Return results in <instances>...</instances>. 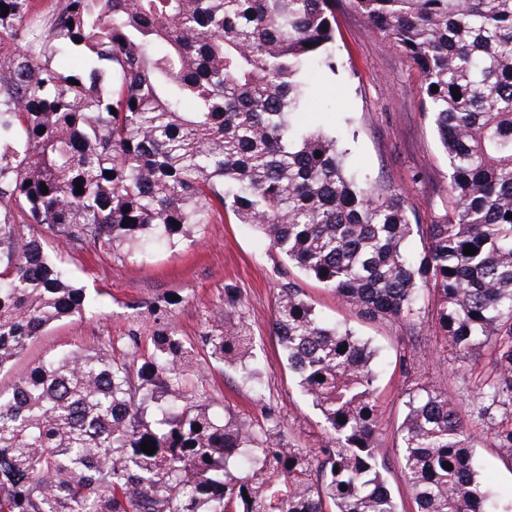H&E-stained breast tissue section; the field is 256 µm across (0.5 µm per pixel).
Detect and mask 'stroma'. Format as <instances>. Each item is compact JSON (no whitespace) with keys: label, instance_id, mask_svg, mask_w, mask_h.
<instances>
[{"label":"stroma","instance_id":"stroma-1","mask_svg":"<svg viewBox=\"0 0 512 512\" xmlns=\"http://www.w3.org/2000/svg\"><path fill=\"white\" fill-rule=\"evenodd\" d=\"M338 71L315 78L309 118L336 131L354 167L401 188L421 223L432 224L448 212L447 165L435 130L421 104V78L415 65L392 43L373 33L348 0L336 3ZM66 266L78 285L98 294L101 314L74 316L53 327L12 365L0 372V387L47 353L92 349L111 342L122 352L131 333L150 348L155 325L149 307L175 297L167 322L176 333L198 340L209 329L244 325L254 340L261 389L253 391L237 369L200 362L197 385L215 412L229 409L259 419L271 407L301 448L323 445L322 422L280 359L272 330L279 286L293 279L319 315L352 329L376 350L375 398L385 417L376 452L389 469L387 482L397 503L412 507L411 493L399 476L400 441L396 429L410 397L423 389L446 390L457 399L469 426L478 478L491 494L496 512H512V464L494 446L496 423L481 415L487 403L484 379L491 367L488 348L460 355L432 329L433 308L424 305L408 324L366 321L348 304L286 264L268 241L233 217L205 225L177 247L148 255L115 254L101 243L64 249ZM237 305H227L226 289Z\"/></svg>","mask_w":512,"mask_h":512}]
</instances>
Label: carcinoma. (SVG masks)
<instances>
[{"instance_id":"carcinoma-1","label":"carcinoma","mask_w":512,"mask_h":512,"mask_svg":"<svg viewBox=\"0 0 512 512\" xmlns=\"http://www.w3.org/2000/svg\"><path fill=\"white\" fill-rule=\"evenodd\" d=\"M334 2L54 0L32 17V0H0V38L38 47L0 62V369L101 309L36 228L132 252L227 214L366 320L410 322L428 296L449 347L491 350L486 410L512 419V0H349L422 77L448 166L439 224L419 223L393 183L350 171L336 134L298 121L316 72L336 73ZM71 50L83 71L55 64ZM151 315L140 365L134 333L125 356L110 343L62 352L0 391V512H399L375 453V350L296 282L281 285L272 325L323 419L313 450L270 407L262 423L211 413L194 391L198 352ZM200 340L209 362L259 384L246 328ZM398 432L415 512H490L452 394L410 399ZM495 447L512 463V423Z\"/></svg>"}]
</instances>
